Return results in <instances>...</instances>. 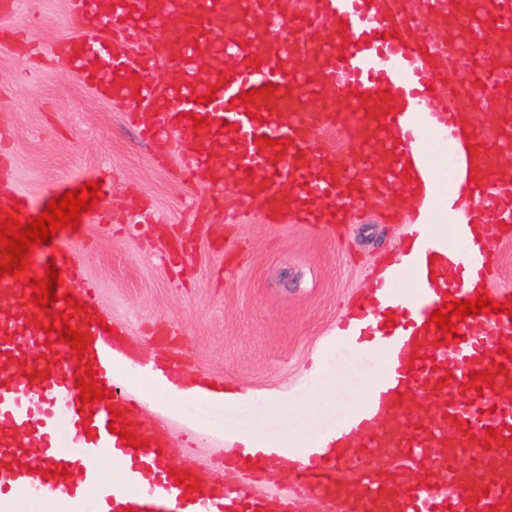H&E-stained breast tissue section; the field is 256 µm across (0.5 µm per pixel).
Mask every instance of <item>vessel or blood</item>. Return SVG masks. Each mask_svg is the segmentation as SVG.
Here are the masks:
<instances>
[{
  "instance_id": "obj_1",
  "label": "vessel or blood",
  "mask_w": 512,
  "mask_h": 512,
  "mask_svg": "<svg viewBox=\"0 0 512 512\" xmlns=\"http://www.w3.org/2000/svg\"><path fill=\"white\" fill-rule=\"evenodd\" d=\"M70 14L82 36L30 43L26 53L66 58L99 96L122 101L156 154L179 147L188 181L214 188L233 172L244 190L225 194L226 206L261 210L275 224L348 223L368 194L395 193L409 162L454 174L458 114L444 103L472 96L494 110L472 132L474 162L512 184L501 167L512 113L495 109L512 97V59L495 52L512 31V0H70ZM220 26L229 37L215 36ZM450 43L474 63L453 82ZM196 115L206 126H194ZM331 128L354 129L359 151H336L324 138ZM379 148L392 165L366 193ZM479 204L485 244L473 245L463 224L446 235L409 225L406 248L343 316L331 344L380 354L384 366L353 411L291 448V487L274 497L252 486L280 448L205 473L197 431L175 440L137 429L133 447L110 432L112 411L127 418L136 405L119 385L111 331L92 321L93 286L71 245L52 243L61 290L74 297L54 307L86 335L87 351L49 342L24 316L32 288L17 273L0 279V512H512V398L503 397L512 391V316H469L445 336L429 323L444 303L476 298L473 282L490 281L488 245L512 226V193L485 186ZM437 264L448 268L442 286L431 280ZM81 360L111 393L89 414L75 385ZM476 371L489 387L477 390ZM179 372L160 361L151 377L164 391ZM422 393L436 402L425 419L410 402ZM342 441L352 452L325 454Z\"/></svg>"
}]
</instances>
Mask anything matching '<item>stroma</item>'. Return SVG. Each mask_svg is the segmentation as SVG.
Wrapping results in <instances>:
<instances>
[{
	"instance_id": "1",
	"label": "stroma",
	"mask_w": 512,
	"mask_h": 512,
	"mask_svg": "<svg viewBox=\"0 0 512 512\" xmlns=\"http://www.w3.org/2000/svg\"><path fill=\"white\" fill-rule=\"evenodd\" d=\"M27 40L50 44L80 36L67 0H17L12 23ZM0 127L15 158L13 190L39 199L67 181L107 169L111 214L85 224L73 258L97 289L102 316L121 336L128 359L120 382L138 410L134 426L173 438L203 430L202 467L225 457V428L281 448L304 444L335 424L370 390L382 361L327 344L347 302L355 301L404 236L403 221L372 201L339 230L272 224L259 210L216 216L210 188L184 183L180 155L158 161L119 103L100 98L64 59L50 69L23 47L0 48ZM145 202L152 224L121 223ZM191 233L177 264L164 244ZM187 357L186 377L249 393L242 405L197 409L192 398L148 395L134 383L137 365Z\"/></svg>"
}]
</instances>
